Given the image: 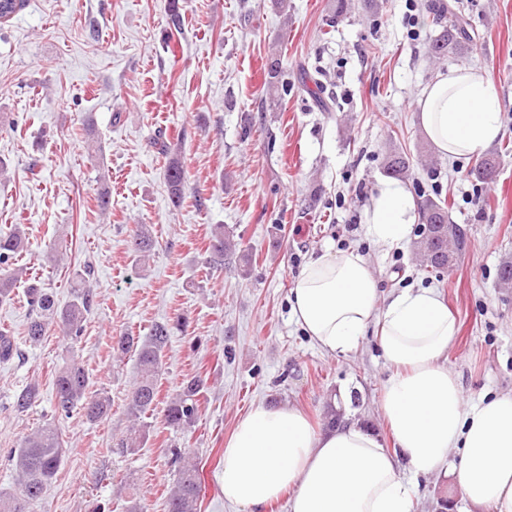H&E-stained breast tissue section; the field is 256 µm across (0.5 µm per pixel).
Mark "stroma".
<instances>
[{
  "instance_id": "35a3bbf8",
  "label": "stroma",
  "mask_w": 512,
  "mask_h": 512,
  "mask_svg": "<svg viewBox=\"0 0 512 512\" xmlns=\"http://www.w3.org/2000/svg\"><path fill=\"white\" fill-rule=\"evenodd\" d=\"M440 2L348 0L337 18L333 0H288L284 14L272 0H180L182 25L172 30L169 0H29L0 26V227L22 225L29 252L21 263L58 299L87 270L94 288L75 343L53 327L31 343L23 292L0 303V328L17 347L0 361L1 488L16 486L9 449L56 419L54 378L72 359L108 393L112 411L98 423L77 412L56 419L67 461L36 512H166L176 449L198 462L200 512H235L217 481L224 442L260 404L299 408L320 427L339 406L344 422L369 426L394 448L381 407L393 370L374 332L332 354L291 316L295 279L329 250L362 254L382 296L411 285L440 294L459 324L447 364L466 402L512 393V288L498 285L499 264L512 256V0H460L473 47L439 59L427 47L440 31ZM276 58L288 75L284 94L267 83ZM464 66L486 69L502 103L490 146L502 162L485 182L469 177L474 160L426 149L418 121L423 88ZM87 112L98 158L84 148ZM392 146L410 158L413 194L446 199L467 232L450 268L421 266L413 240L389 248L367 231L363 206ZM174 155L187 171L177 205L164 177ZM104 182L112 187L106 216L96 201ZM143 224L155 245L139 264L130 241ZM219 224L239 240L247 267L206 268ZM55 244L67 253L57 266L43 258ZM179 317L159 396L201 376L198 418L176 430L155 409L143 445L120 447L138 366L134 353L112 346ZM30 385L39 401L16 410ZM399 475L414 481V512H469L452 477Z\"/></svg>"
}]
</instances>
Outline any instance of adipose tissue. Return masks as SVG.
<instances>
[{"label": "adipose tissue", "mask_w": 512, "mask_h": 512, "mask_svg": "<svg viewBox=\"0 0 512 512\" xmlns=\"http://www.w3.org/2000/svg\"><path fill=\"white\" fill-rule=\"evenodd\" d=\"M422 129L437 151L466 160L501 133L497 88L486 70L452 68L418 101ZM369 235L393 247L418 223V203L397 179L382 181L364 206ZM296 324L321 349L350 352L369 326L395 373L382 410L398 449L389 452L356 423L316 430L292 406L252 409L224 444V499L241 512H265L286 499L288 512H414L412 477L451 471L475 512H512V395L465 403L448 370L455 317L434 289L406 287L381 304L377 281L356 251L310 261L288 298ZM456 464H449L451 452Z\"/></svg>", "instance_id": "obj_1"}]
</instances>
